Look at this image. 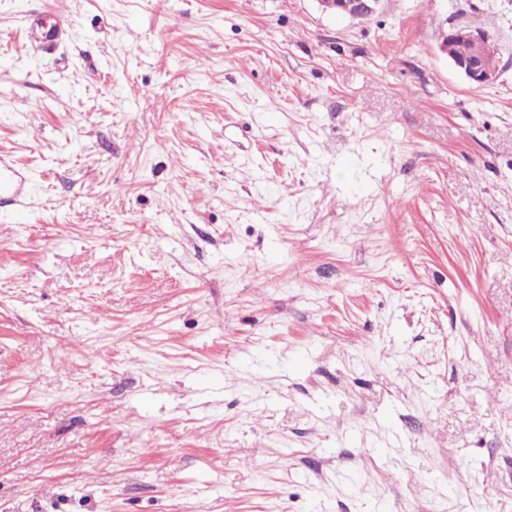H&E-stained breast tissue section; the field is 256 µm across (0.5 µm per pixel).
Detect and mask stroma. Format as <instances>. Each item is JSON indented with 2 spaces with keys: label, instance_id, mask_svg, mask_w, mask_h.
Returning a JSON list of instances; mask_svg holds the SVG:
<instances>
[{
  "label": "stroma",
  "instance_id": "obj_1",
  "mask_svg": "<svg viewBox=\"0 0 512 512\" xmlns=\"http://www.w3.org/2000/svg\"><path fill=\"white\" fill-rule=\"evenodd\" d=\"M0 158V512H512V0H0ZM381 2L382 0H317L325 13L348 15L364 20H369L378 13ZM42 17V14L28 17V29L33 47L43 53L52 54L66 33L67 22L58 18L53 30L44 32ZM467 34L482 46L481 53L474 58L461 60L452 54L454 34L442 33L439 50L448 57L452 65L471 84L484 86L491 83L499 73L500 57L497 46L483 30L469 29Z\"/></svg>",
  "mask_w": 512,
  "mask_h": 512
}]
</instances>
